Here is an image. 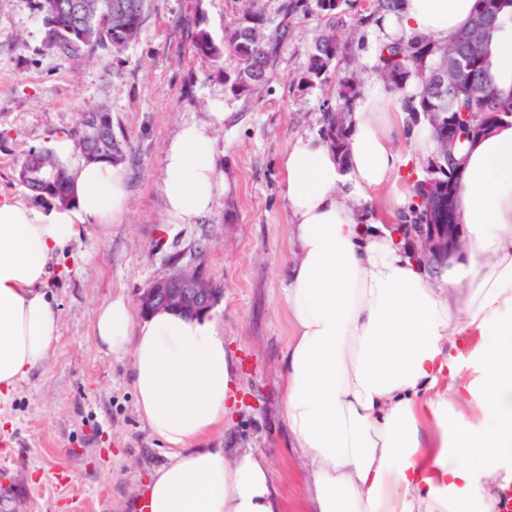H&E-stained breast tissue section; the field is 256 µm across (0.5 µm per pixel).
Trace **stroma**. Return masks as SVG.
Returning a JSON list of instances; mask_svg holds the SVG:
<instances>
[{"label": "stroma", "mask_w": 512, "mask_h": 512, "mask_svg": "<svg viewBox=\"0 0 512 512\" xmlns=\"http://www.w3.org/2000/svg\"><path fill=\"white\" fill-rule=\"evenodd\" d=\"M258 0L266 31L281 39L261 96H235L236 62L195 55L205 29L223 42L239 0H151L142 32L121 51L63 56L45 43L37 0H0V197L30 203L16 178L23 150L73 138L81 113L106 106L126 144L129 191L117 224H84L45 285L59 311L47 361L0 402V512H146L145 486L168 450L136 410L129 355L99 345L100 307L131 306L174 267L200 268L221 291L214 314L236 374L235 400L210 445L263 456L284 512H309L308 475L289 446L282 416L281 360L291 338L285 303L293 261L281 158L301 135L320 134L335 107L334 81L300 85L306 55L327 18L316 0ZM352 0L339 28L340 70L364 73L376 15ZM223 122H216V113ZM213 125L217 166L230 184L211 213L172 223L162 156L183 124Z\"/></svg>", "instance_id": "stroma-1"}]
</instances>
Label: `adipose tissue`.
Wrapping results in <instances>:
<instances>
[{
    "label": "adipose tissue",
    "mask_w": 512,
    "mask_h": 512,
    "mask_svg": "<svg viewBox=\"0 0 512 512\" xmlns=\"http://www.w3.org/2000/svg\"><path fill=\"white\" fill-rule=\"evenodd\" d=\"M475 0H397L378 24L445 40ZM395 99L367 87L353 108L349 158L319 136L281 159L295 259L285 290L293 327L282 360L283 419L310 476L314 512H495L512 484V118L467 145L457 205L467 250L432 280L389 228L367 232L352 203L396 177L385 132ZM208 124H185L163 153L166 211L209 214L229 191ZM72 204L0 200V399L46 361L58 313L49 262L87 219L121 221V166H73ZM97 340L130 352L137 411L170 449L147 486V512H280L265 459L226 457L205 440L224 425L234 368L216 321L103 306Z\"/></svg>",
    "instance_id": "ef3b65f1"
}]
</instances>
